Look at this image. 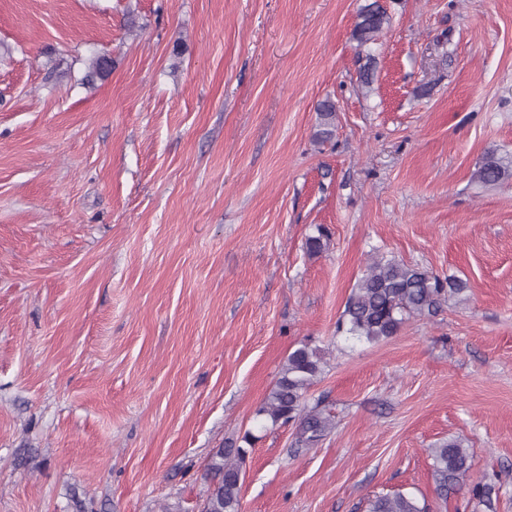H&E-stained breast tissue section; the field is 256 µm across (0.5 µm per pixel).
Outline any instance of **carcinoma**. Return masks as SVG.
<instances>
[{
  "instance_id": "obj_1",
  "label": "carcinoma",
  "mask_w": 512,
  "mask_h": 512,
  "mask_svg": "<svg viewBox=\"0 0 512 512\" xmlns=\"http://www.w3.org/2000/svg\"><path fill=\"white\" fill-rule=\"evenodd\" d=\"M387 9L373 2L358 13L353 38L358 47L377 41L389 25ZM317 136H332L335 106L326 101L318 107ZM474 179L485 185L512 180V157L500 156L495 149L485 152ZM328 235L321 227L317 235L308 237L306 249L315 255L327 246ZM467 289V283L456 276L440 277L418 264H408L393 256L374 255L353 285L345 302L340 326L359 340L379 343L395 336L412 318L436 316L448 298ZM322 350L303 340L288 354L279 375L256 410V417L276 426L295 425V444L311 448L324 440L333 428V420L318 406L307 405V393L324 372ZM247 449L242 446L219 448L211 455L207 470L213 488L203 502L201 512H241L242 463ZM432 478L439 499L466 489L468 501L493 508V495L498 493V475L485 473L471 478L472 453L459 439H450L431 449ZM367 512H429V508L411 495L397 490L369 501Z\"/></svg>"
}]
</instances>
